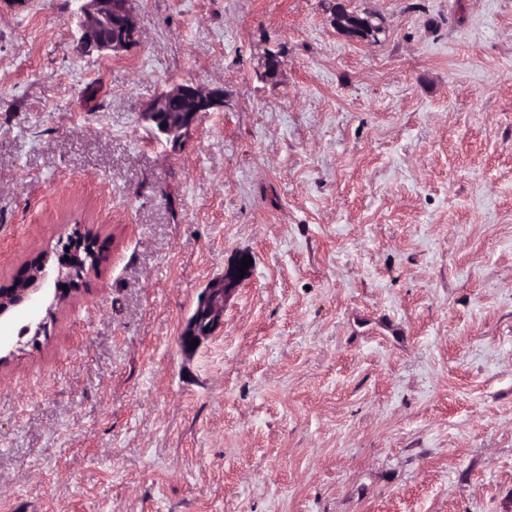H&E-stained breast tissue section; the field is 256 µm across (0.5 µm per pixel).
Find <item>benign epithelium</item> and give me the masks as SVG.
<instances>
[{"mask_svg":"<svg viewBox=\"0 0 512 512\" xmlns=\"http://www.w3.org/2000/svg\"><path fill=\"white\" fill-rule=\"evenodd\" d=\"M77 4L75 16L80 30L79 46L102 52H118L138 45L143 32L128 7L129 0H74ZM224 106V92L206 89L191 83L179 84L162 92L141 113L142 120L152 129L164 135L172 146L181 144L185 135L193 128L199 115ZM63 262L53 272L42 268L32 285L17 288L10 296H0V321L7 320L12 312L26 309L29 324L41 327L40 314L44 305L42 284L64 282ZM240 282L238 267H233L224 276L212 282L188 319L182 333L183 344L202 340L212 335L224 324V297Z\"/></svg>","mask_w":512,"mask_h":512,"instance_id":"7a95c632","label":"benign epithelium"}]
</instances>
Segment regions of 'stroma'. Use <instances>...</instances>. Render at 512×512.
Segmentation results:
<instances>
[{"instance_id":"obj_1","label":"stroma","mask_w":512,"mask_h":512,"mask_svg":"<svg viewBox=\"0 0 512 512\" xmlns=\"http://www.w3.org/2000/svg\"><path fill=\"white\" fill-rule=\"evenodd\" d=\"M0 0V288L107 258L0 349V512H512V0ZM281 54L276 79L268 52ZM224 91L179 147L141 114ZM224 326L182 332L239 257ZM130 0H74L84 49L118 52L137 46L143 32L128 7Z\"/></svg>"}]
</instances>
